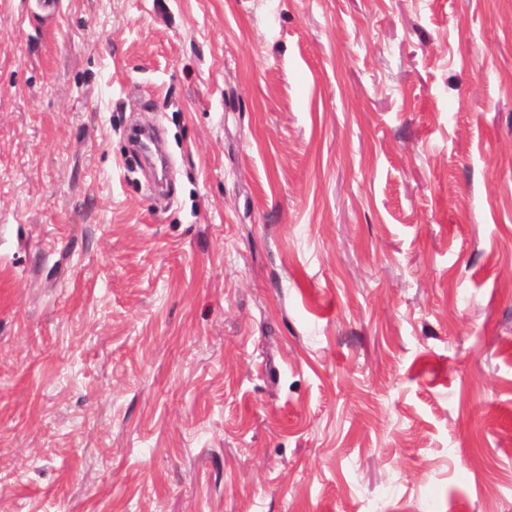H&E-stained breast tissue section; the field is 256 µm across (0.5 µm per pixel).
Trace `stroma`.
Here are the masks:
<instances>
[{
	"label": "stroma",
	"mask_w": 512,
	"mask_h": 512,
	"mask_svg": "<svg viewBox=\"0 0 512 512\" xmlns=\"http://www.w3.org/2000/svg\"><path fill=\"white\" fill-rule=\"evenodd\" d=\"M0 512H512V0H0ZM129 138L134 146L138 161L154 159L160 161L163 165L162 151L164 150V144L155 129L131 126L129 128Z\"/></svg>",
	"instance_id": "1"
}]
</instances>
